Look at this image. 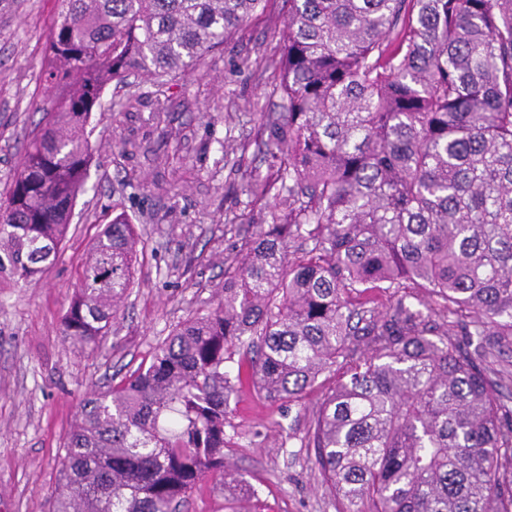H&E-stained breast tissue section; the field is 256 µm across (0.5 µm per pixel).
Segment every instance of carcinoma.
Segmentation results:
<instances>
[{"label": "carcinoma", "mask_w": 512, "mask_h": 512, "mask_svg": "<svg viewBox=\"0 0 512 512\" xmlns=\"http://www.w3.org/2000/svg\"><path fill=\"white\" fill-rule=\"evenodd\" d=\"M59 2L55 106L0 204V270L23 281L57 256L108 85L190 73L270 0ZM286 2V111L258 130L280 163L249 185L272 223L224 258V298L82 400L52 512H177L209 472L227 512H258L224 466L237 390L291 407L332 374L304 447L337 512H512V0ZM140 243L113 215L64 341L108 336Z\"/></svg>", "instance_id": "cac0c4a2"}]
</instances>
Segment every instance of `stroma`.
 I'll use <instances>...</instances> for the list:
<instances>
[{"instance_id":"obj_1","label":"stroma","mask_w":512,"mask_h":512,"mask_svg":"<svg viewBox=\"0 0 512 512\" xmlns=\"http://www.w3.org/2000/svg\"><path fill=\"white\" fill-rule=\"evenodd\" d=\"M59 8L58 0H0V195L53 105L41 69ZM283 10L274 5L163 95L137 76L108 86L87 126L93 161L56 260L29 282L0 272V512H50L80 401L149 360L190 310L216 303L225 257L269 223L271 199L255 200L244 186L277 164L257 131L263 116L284 109L266 64ZM116 208L141 240L134 286L101 347L84 353L59 327ZM321 398L316 391L290 407L240 387L239 435L224 462L244 474L263 512H336L313 450L300 442Z\"/></svg>"}]
</instances>
